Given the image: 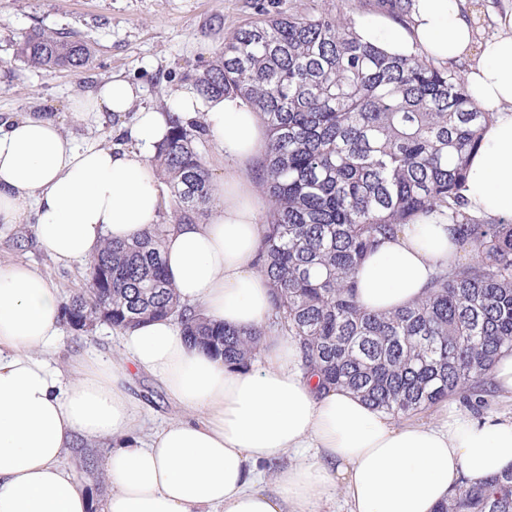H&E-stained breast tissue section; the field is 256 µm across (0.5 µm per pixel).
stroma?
<instances>
[{
    "label": "stroma",
    "instance_id": "1",
    "mask_svg": "<svg viewBox=\"0 0 512 512\" xmlns=\"http://www.w3.org/2000/svg\"><path fill=\"white\" fill-rule=\"evenodd\" d=\"M312 1L322 7L330 4V0H0V119L19 112L43 113L56 118L77 143H114V130L131 124L133 112L105 127L75 121L69 105L77 93L118 76L141 87L142 103L164 108L173 94L194 91L193 75L212 60L225 36L262 14L302 8ZM35 29L68 33L91 44L92 69L77 76L21 66L13 49ZM19 236L28 239V246L16 247ZM31 236L27 224L0 231V262L29 263L66 294L80 288L83 264L56 265L31 243ZM87 350L121 356L118 337L102 326L78 340L66 337L56 358L65 363ZM129 392L141 409V434L151 433L180 412L151 375L136 377Z\"/></svg>",
    "mask_w": 512,
    "mask_h": 512
}]
</instances>
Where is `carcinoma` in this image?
<instances>
[{
	"mask_svg": "<svg viewBox=\"0 0 512 512\" xmlns=\"http://www.w3.org/2000/svg\"><path fill=\"white\" fill-rule=\"evenodd\" d=\"M94 52L67 33L32 31L15 58L34 70L90 69ZM203 99L235 95L269 130L256 178L267 199L258 271L273 314L249 332L189 317L167 279L153 224L131 243L107 242L83 287L62 307L77 334L178 317L187 341L246 368L268 331L291 339L322 389L345 388L392 415L450 399L485 407L498 357L512 352V222L466 212L468 161L492 113L465 79L422 56H388L362 41L337 5L280 11L224 42L195 75ZM200 124L172 122L155 166L172 197L171 221L212 206ZM433 213L456 225L465 259L439 269L426 295L386 314L364 310L353 274L379 243ZM436 512H512V470L467 482Z\"/></svg>",
	"mask_w": 512,
	"mask_h": 512,
	"instance_id": "cac0c4a2",
	"label": "carcinoma"
}]
</instances>
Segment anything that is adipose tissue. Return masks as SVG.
Returning a JSON list of instances; mask_svg holds the SVG:
<instances>
[{
    "mask_svg": "<svg viewBox=\"0 0 512 512\" xmlns=\"http://www.w3.org/2000/svg\"><path fill=\"white\" fill-rule=\"evenodd\" d=\"M466 0H412L404 21L358 22L359 38L390 55L465 63V84L492 113L471 155L469 214L512 218V7L483 36ZM140 93L116 78L76 95L71 116L103 122ZM201 121L229 158L207 219L174 225L163 245L182 308L238 329L267 324L272 290L254 266L264 227L246 176L269 139L258 112L228 95L171 97L138 110L122 145L78 144L31 112L0 123V229L31 224L40 249L71 265L108 241L158 223L164 205L151 159L171 117ZM447 217L431 215L386 240L359 267L358 301L387 313L421 299L438 267L457 256ZM59 286L24 262L0 264V512H88V495L61 459L74 439L111 441L112 486L103 512H320L343 495L348 512H435L464 481L512 469V414L447 412L428 425L397 421L347 390L318 391L295 346L267 334L260 360L235 369L189 345L173 319L122 331L121 363L84 355L64 366ZM145 372L183 409L148 439L134 438L138 407L126 384ZM299 455L274 490L260 464Z\"/></svg>",
    "mask_w": 512,
    "mask_h": 512,
    "instance_id": "adipose-tissue-1",
    "label": "adipose tissue"
}]
</instances>
